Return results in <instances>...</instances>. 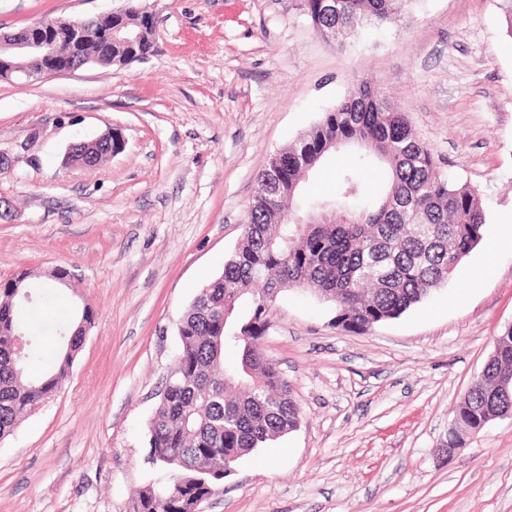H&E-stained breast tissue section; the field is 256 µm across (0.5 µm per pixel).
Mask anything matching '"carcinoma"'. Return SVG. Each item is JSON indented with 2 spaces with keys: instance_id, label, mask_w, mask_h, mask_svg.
Here are the masks:
<instances>
[{
  "instance_id": "cac0c4a2",
  "label": "carcinoma",
  "mask_w": 512,
  "mask_h": 512,
  "mask_svg": "<svg viewBox=\"0 0 512 512\" xmlns=\"http://www.w3.org/2000/svg\"><path fill=\"white\" fill-rule=\"evenodd\" d=\"M130 0L112 22L138 35L141 56L154 48L156 23ZM327 13L321 0H300L313 28L336 29L343 42L363 26L392 22L401 0H336ZM83 58L101 67L136 61L126 45L103 43L59 51L33 62L22 56L15 68H65ZM340 150L363 151L364 170L353 164L337 174L336 192H305L310 174ZM112 156V139L81 144L73 162L100 163ZM322 216L318 224L297 218ZM486 219L476 191L448 178L413 132L405 113L368 79L323 113L287 147L276 151L258 175L241 243L224 271L194 296L177 326L176 364L148 426V457L160 472L131 500L130 512H195L198 500L229 475L247 454L295 430L300 409L288 382L262 350L269 324L265 300L288 289H304L336 306V325L362 334L397 319L448 282L480 242ZM32 292L26 301L16 281ZM57 286L70 287L69 272L25 269L0 283V441L67 378L82 350L95 312L83 304L69 325L56 324L61 338L53 354L41 353L37 304ZM28 340L23 360L16 334ZM46 361L32 376L28 366ZM512 328L498 338L482 374L461 397L448 432V447L461 448L465 435L512 415Z\"/></svg>"
}]
</instances>
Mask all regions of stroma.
<instances>
[{
    "instance_id": "35a3bbf8",
    "label": "stroma",
    "mask_w": 512,
    "mask_h": 512,
    "mask_svg": "<svg viewBox=\"0 0 512 512\" xmlns=\"http://www.w3.org/2000/svg\"><path fill=\"white\" fill-rule=\"evenodd\" d=\"M124 0H0V30ZM152 53L36 84L0 77V281L67 269L43 309L93 327L56 395L0 442V512H129L159 471L148 422L176 323L240 242L269 156L370 78L448 176L477 192L483 238L447 285L364 334L309 292L279 295L263 340L301 409L202 512H512V416L448 454L454 409L512 325V37L501 0H403L345 45L299 0H157ZM118 129L124 150L63 165ZM41 137L36 162L22 146ZM491 272L473 282L485 260Z\"/></svg>"
}]
</instances>
